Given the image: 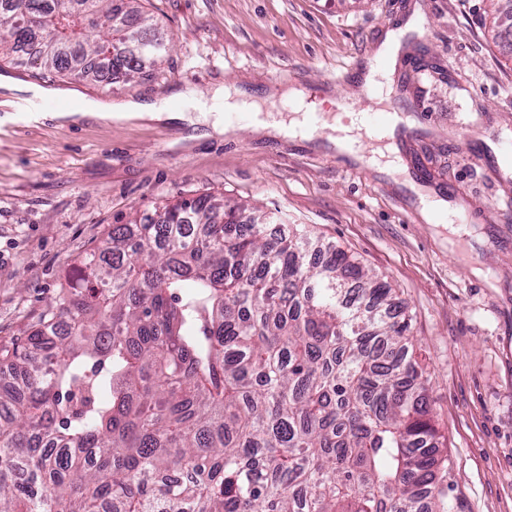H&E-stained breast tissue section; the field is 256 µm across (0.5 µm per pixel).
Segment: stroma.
Returning a JSON list of instances; mask_svg holds the SVG:
<instances>
[{
  "instance_id": "obj_1",
  "label": "stroma",
  "mask_w": 512,
  "mask_h": 512,
  "mask_svg": "<svg viewBox=\"0 0 512 512\" xmlns=\"http://www.w3.org/2000/svg\"><path fill=\"white\" fill-rule=\"evenodd\" d=\"M173 48L133 81L33 78L0 61V346L24 345L76 262L112 225L181 198L249 203L273 231L302 226L388 280L411 317L427 396L447 460L454 512H512V43L489 29L512 0H141ZM398 49L385 105L405 171L368 169L337 154L327 130L271 137L239 124L42 113L18 122L16 101L40 87L48 101H158L183 84L211 102L246 90L288 117L270 88L310 89L327 110L358 96L387 33ZM441 192L473 219L450 242L420 213Z\"/></svg>"
}]
</instances>
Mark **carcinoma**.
Listing matches in <instances>:
<instances>
[{
    "instance_id": "1",
    "label": "carcinoma",
    "mask_w": 512,
    "mask_h": 512,
    "mask_svg": "<svg viewBox=\"0 0 512 512\" xmlns=\"http://www.w3.org/2000/svg\"><path fill=\"white\" fill-rule=\"evenodd\" d=\"M130 79L140 0H0V59ZM296 228L211 196L114 224L0 350V512H452L411 318Z\"/></svg>"
}]
</instances>
